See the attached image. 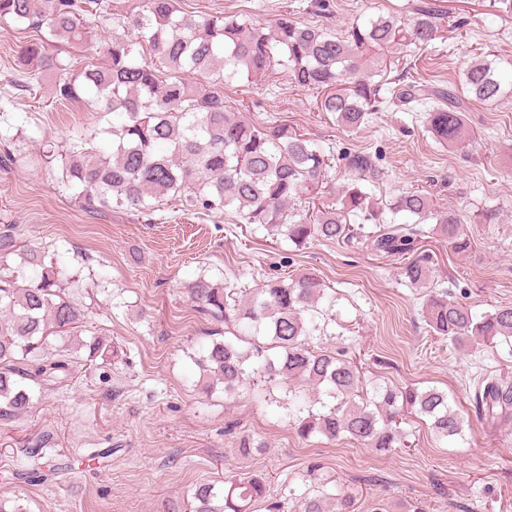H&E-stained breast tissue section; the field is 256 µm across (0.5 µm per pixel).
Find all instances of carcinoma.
<instances>
[{
    "label": "carcinoma",
    "instance_id": "cac0c4a2",
    "mask_svg": "<svg viewBox=\"0 0 512 512\" xmlns=\"http://www.w3.org/2000/svg\"><path fill=\"white\" fill-rule=\"evenodd\" d=\"M90 0L95 12L112 20V37L98 42L105 64L79 71L63 63L47 46L64 41L78 46L89 37L79 0H0V22L22 26L47 37L22 47L18 63L24 73L56 72L53 97L66 102L90 100L106 119L99 133L111 148L97 147V134L72 138L65 183L76 190L83 207L152 210L165 198L180 197L197 213L235 214L254 231L305 247L312 241L351 242L363 225L347 216L379 223L365 183L381 172L369 155L348 154L349 182L341 187L340 208L313 214L296 211L295 200L317 193L328 163L305 134L286 123L255 125L229 112L218 87L241 76L251 80L278 67L292 84L322 93L318 110L354 132L388 105L408 112L424 103L430 129L438 141L466 142L465 113L474 104H495L512 95V78L484 56L463 70L461 90L445 91L421 82L393 83L378 51L404 59L441 38L447 11L429 0L413 8L407 20L379 14L357 18L340 31L305 24L283 11L267 26L236 16L193 14L178 0ZM391 226L369 237L372 249L404 261L401 275L415 288L432 278L434 261L419 250L430 235H440L458 252L471 248L463 235L461 212L438 208L431 194L403 192L388 204ZM17 252L12 228H0V419L8 421L32 404V385L62 383L69 360L49 352V338L75 336L85 320L60 279L38 252ZM196 307L217 321L234 318L242 327L238 342L212 341L195 360L209 378L237 392L258 375L270 384L307 386L305 400L293 390L296 413L288 415L303 440L321 436L351 439L366 448L388 450L401 443L399 419L409 412L430 421L439 440L464 437V418L448 394L435 388H395L367 382L345 354L312 345L327 335L336 318V296L312 273L270 280L251 291L226 288L205 277L189 285ZM427 325L454 342L471 346L505 345L512 351V306L480 315L443 291L426 301ZM86 361L106 357L107 345L93 336L80 344ZM475 415L494 424L512 415V381L492 379L475 392ZM189 512H254L269 502L265 482L249 476L234 479L220 491L202 481L195 485ZM353 512V496L331 494L325 485L294 498V512Z\"/></svg>",
    "mask_w": 512,
    "mask_h": 512
}]
</instances>
